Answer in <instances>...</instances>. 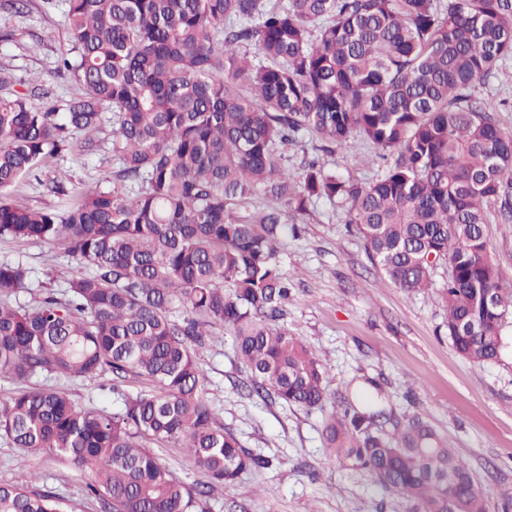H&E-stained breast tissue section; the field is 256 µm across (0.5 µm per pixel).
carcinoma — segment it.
<instances>
[{
    "label": "carcinoma",
    "instance_id": "cac0c4a2",
    "mask_svg": "<svg viewBox=\"0 0 512 512\" xmlns=\"http://www.w3.org/2000/svg\"><path fill=\"white\" fill-rule=\"evenodd\" d=\"M59 66L82 86L63 104L14 90L0 68V237L62 247L84 271L32 307L10 296L28 269L0 263V436L87 473L104 512H197L270 461L244 448L205 399L199 349L233 336L249 390L306 411L328 401L321 360L279 324L292 280L276 260L297 219L325 199L344 210L373 264L418 294L448 266L442 324L476 364L512 348V293L488 253L487 208L512 221V133L475 89L512 58V0H64ZM255 47L257 54L250 52ZM43 100L34 108L30 100ZM112 113V187L63 212L16 205L74 136ZM361 137L386 162L369 184L325 164L288 165L304 139L331 153ZM59 170L41 182L68 195ZM263 195L269 204L251 207ZM112 374L121 406H77L39 377ZM128 380L143 387L121 389ZM376 394L345 395L324 418L329 461L370 474L413 512H485L466 464L419 415L395 421ZM391 424L393 430L384 429ZM183 448L208 477L192 487L151 445ZM32 478L0 484V512H72Z\"/></svg>",
    "mask_w": 512,
    "mask_h": 512
}]
</instances>
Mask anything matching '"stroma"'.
<instances>
[{
    "label": "stroma",
    "instance_id": "obj_1",
    "mask_svg": "<svg viewBox=\"0 0 512 512\" xmlns=\"http://www.w3.org/2000/svg\"><path fill=\"white\" fill-rule=\"evenodd\" d=\"M8 31L14 39L2 41ZM68 42L62 0H29L23 14L0 11V67L11 69L15 90L35 80L59 101L78 96V82L56 70ZM108 141L101 133L96 150L49 161L44 177L62 169L75 187H111L116 164ZM373 155L356 138L325 162L367 184L382 172ZM498 210L494 204L488 212V251L503 287L512 289V224L503 223ZM6 261L31 270L25 288L11 297L26 306L43 289L63 288L77 270L61 248L0 237V262ZM278 261L295 284L281 323L320 357L328 393L338 397L362 378L377 380L396 420L422 416L455 448L486 493L485 512L512 506V353L477 365L456 352L440 329L445 269L435 271L429 293H405L369 260L363 241L347 233L341 209L325 200L315 203L299 236L283 240ZM198 362L220 422L271 461L225 484L203 501L204 512H410L405 499L383 492L365 471L328 461L321 412L249 393L228 333L212 336ZM28 475L34 487L64 496L74 512H101L85 495L84 474L48 451L16 448L0 437V483Z\"/></svg>",
    "mask_w": 512,
    "mask_h": 512
}]
</instances>
